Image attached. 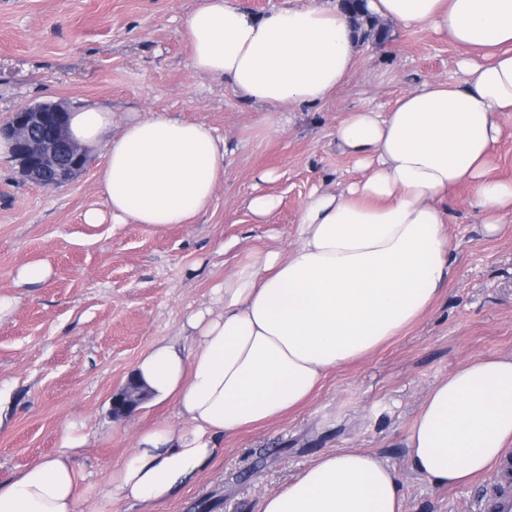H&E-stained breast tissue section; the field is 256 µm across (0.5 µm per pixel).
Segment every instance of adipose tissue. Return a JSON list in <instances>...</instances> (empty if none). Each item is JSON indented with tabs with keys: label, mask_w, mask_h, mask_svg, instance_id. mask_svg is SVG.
<instances>
[{
	"label": "adipose tissue",
	"mask_w": 512,
	"mask_h": 512,
	"mask_svg": "<svg viewBox=\"0 0 512 512\" xmlns=\"http://www.w3.org/2000/svg\"><path fill=\"white\" fill-rule=\"evenodd\" d=\"M373 14L425 27L467 54L454 82L429 81L393 108L348 113L337 147L367 178L316 190L304 204L288 255L241 262L215 290L222 312L186 319L190 345L163 341L135 376L152 400H175L187 428L159 424L114 468L95 512L150 508L170 499L212 461L222 437L304 404L326 375L400 336L437 301L451 251L441 207L468 186L495 233L512 214V183L485 175L512 112V0H368ZM192 65L246 101L279 109L323 102L355 65L349 18L329 0L256 15L235 0H198L185 21ZM70 137L103 153L99 188L112 220L164 228L204 212L229 153L203 123L163 112L114 113L82 105ZM84 437L0 483V512H76ZM512 447V354L469 361L426 393L405 439L414 474L433 485L466 484ZM259 512H404L400 479L361 448H340L264 495Z\"/></svg>",
	"instance_id": "adipose-tissue-1"
}]
</instances>
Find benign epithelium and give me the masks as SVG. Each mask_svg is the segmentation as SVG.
<instances>
[{
	"mask_svg": "<svg viewBox=\"0 0 512 512\" xmlns=\"http://www.w3.org/2000/svg\"><path fill=\"white\" fill-rule=\"evenodd\" d=\"M66 115L63 106L44 103L20 107L0 124V142L24 179L54 188L85 169L87 150L68 136Z\"/></svg>",
	"mask_w": 512,
	"mask_h": 512,
	"instance_id": "obj_1",
	"label": "benign epithelium"
}]
</instances>
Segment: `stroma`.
<instances>
[{
  "label": "stroma",
  "mask_w": 512,
  "mask_h": 512,
  "mask_svg": "<svg viewBox=\"0 0 512 512\" xmlns=\"http://www.w3.org/2000/svg\"><path fill=\"white\" fill-rule=\"evenodd\" d=\"M197 0H0V122L39 103L91 102L124 121L174 112L224 137L230 153L210 206L193 223L88 224L106 210L102 154L58 188L24 180L0 156V482L61 450L67 433L81 480L77 512H94L111 467L142 429L185 423L174 402L142 403L124 419L111 402L139 359L160 341L188 342L187 316L252 252H287L315 189L364 178L336 146L347 113L389 111L425 81L457 79L464 49L447 35L388 24L385 42L355 43L356 65L323 103L294 106L271 127L272 110L194 71L184 21ZM273 180L260 181L261 173ZM277 198L268 216L248 203ZM448 283L415 324L371 355L328 374L303 407L225 437L221 453L156 512H259L264 494L320 455L364 448L396 470L405 512H472L488 482L434 487L411 471L404 448L428 389L466 362L512 354V220L493 235L467 187L449 190ZM53 269L37 288L19 268Z\"/></svg>",
  "instance_id": "obj_1"
}]
</instances>
